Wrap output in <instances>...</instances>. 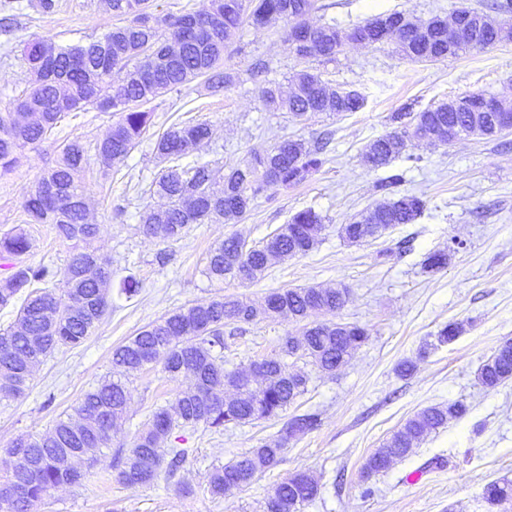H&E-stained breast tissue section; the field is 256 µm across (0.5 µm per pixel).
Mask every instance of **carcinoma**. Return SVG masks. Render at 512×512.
Segmentation results:
<instances>
[{
	"label": "carcinoma",
	"mask_w": 512,
	"mask_h": 512,
	"mask_svg": "<svg viewBox=\"0 0 512 512\" xmlns=\"http://www.w3.org/2000/svg\"><path fill=\"white\" fill-rule=\"evenodd\" d=\"M318 0H211L204 13L186 12L159 18L148 11V0H108L121 24L87 43L59 45L49 39L25 42L24 56L34 79L14 101L13 111L0 113V170L8 172L20 163L19 150L34 144L57 127L62 114L94 109L117 112L118 121L96 144L102 163L123 161L149 132L152 113L142 109L157 96L194 79L202 78L214 92L231 82L219 69L224 41L247 22L256 29L284 20L288 40L302 57L333 59L347 42L368 45L393 44L406 59L436 62L468 50L466 43L448 44V21L433 17L417 24L395 11L366 20L345 31L334 24L312 26L305 16L320 9ZM512 34L485 26L479 42L490 48L511 42ZM120 82L112 81L116 71ZM264 105L285 111L297 121L314 113L342 115L365 105L360 92H339L318 73L302 70L293 75L284 95L277 87L263 90ZM395 128L370 142L364 160L374 170L388 167L405 154L411 140L448 144V132L460 138L494 137L512 130V103L483 91L434 103L419 112H394ZM211 136L206 121L173 126L159 137L154 149L174 165L163 170L154 183L155 194L166 200L161 209L143 216V230L150 235L177 240L194 224L217 220L236 223L251 209L254 198L266 187L288 189L306 182L326 162L328 142L309 145L286 138L245 164L213 167L208 162L180 163ZM89 160L78 139L63 145L58 165L44 174L24 199L31 224H51L57 236L82 244L62 270L51 262L22 264L0 280V308L21 300L13 325L0 332V400L19 399L30 389L32 374L48 355L60 347L82 344L102 321L108 309L111 274L98 262L91 242L99 225L87 222V203L81 173ZM223 181L219 194L213 190ZM425 201L415 194L395 195L362 211L339 228L352 244L376 239L400 224H413L422 215ZM323 217L312 209L294 214L263 241L244 246V239L229 236L209 252L205 274L210 279L228 277L242 282L260 279L276 260L305 255L318 244ZM30 249L24 231L0 237V255L19 256ZM450 252L437 250L422 260L434 271L448 265ZM62 294H56L57 286ZM344 288L315 286L272 291L263 307L243 297L213 299L175 310L149 324L112 352V368L121 372L87 390L76 408L78 420L59 419L48 433L13 441L4 451L0 476V512H35L51 491L82 482L93 466L97 451L107 447L112 427L125 413L131 388L124 377L158 363L168 377L190 372L194 386L179 391L171 403L156 408L138 432L133 446L118 449L123 457L118 480L131 487L151 485L164 476L182 489L190 450L165 448L177 427L204 425L221 431L230 425L274 419L307 392L308 376L286 370L284 358L302 351L301 358L318 370L332 373L347 364L354 350L369 339L357 323L342 322L336 315L346 302ZM81 301L70 311L69 301ZM313 314L321 321L304 325L297 335L282 337L279 353L265 359L259 375L241 379V373L224 368L228 348L224 326L228 322L251 324L266 318L304 320ZM463 332L458 323L445 325L436 342L423 347L429 353L453 341ZM477 381L486 389L512 381V338L503 339L478 368ZM228 389L231 398L224 397ZM469 412L462 400L426 407L408 418L363 467V478L385 472L392 462L408 457L429 434L444 428L451 419ZM320 425L319 415L291 417L278 437L264 440L234 460L215 467L208 476L210 492L218 497L250 485L257 475L276 465L288 441ZM318 494V482L297 471L276 484L261 504V512H292L296 502L306 503ZM490 507L512 499V481H493L485 487Z\"/></svg>",
	"instance_id": "obj_1"
}]
</instances>
